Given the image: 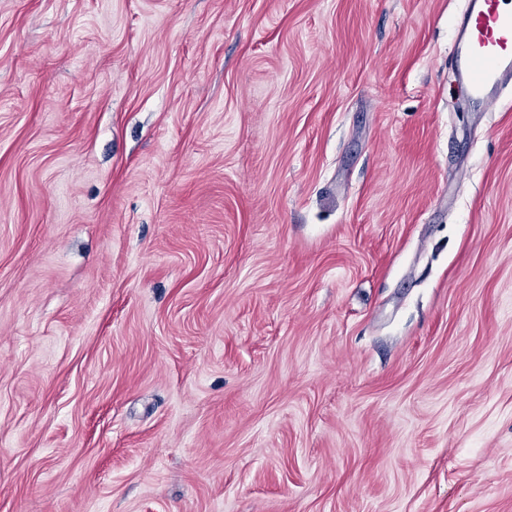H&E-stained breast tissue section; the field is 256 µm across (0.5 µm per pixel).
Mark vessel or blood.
<instances>
[{
  "mask_svg": "<svg viewBox=\"0 0 512 512\" xmlns=\"http://www.w3.org/2000/svg\"><path fill=\"white\" fill-rule=\"evenodd\" d=\"M460 35L466 51L456 65L469 79L478 111H488L512 78V0H469Z\"/></svg>",
  "mask_w": 512,
  "mask_h": 512,
  "instance_id": "1",
  "label": "vessel or blood"
}]
</instances>
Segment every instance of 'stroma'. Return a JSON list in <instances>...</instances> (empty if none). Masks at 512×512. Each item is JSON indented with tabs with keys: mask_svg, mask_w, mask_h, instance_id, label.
<instances>
[{
	"mask_svg": "<svg viewBox=\"0 0 512 512\" xmlns=\"http://www.w3.org/2000/svg\"><path fill=\"white\" fill-rule=\"evenodd\" d=\"M462 5L0 0V512H512Z\"/></svg>",
	"mask_w": 512,
	"mask_h": 512,
	"instance_id": "stroma-1",
	"label": "stroma"
}]
</instances>
